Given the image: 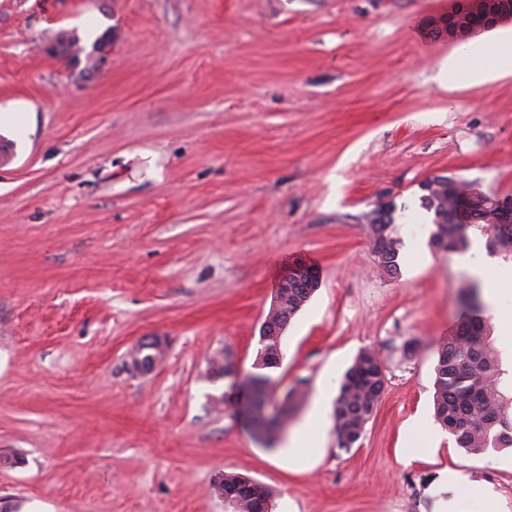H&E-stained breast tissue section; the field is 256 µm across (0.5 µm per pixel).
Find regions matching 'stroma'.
Segmentation results:
<instances>
[{
	"mask_svg": "<svg viewBox=\"0 0 512 512\" xmlns=\"http://www.w3.org/2000/svg\"><path fill=\"white\" fill-rule=\"evenodd\" d=\"M450 0H0V512H224L225 471L274 492L273 512H439L454 470L512 512V450L469 455L436 423V348L477 282L503 390L512 289L466 250L429 243L420 185L435 176L512 195V73L433 38ZM111 42L94 68L60 32ZM473 67L443 77L450 57ZM394 206L398 275L365 214ZM320 286L282 338L272 404L308 398L274 447L207 360L253 371L261 323L295 265ZM158 336L165 360L129 354ZM418 341L406 356L408 340ZM385 389L360 441L336 446L355 355ZM314 447L295 436L315 408ZM423 428H415L416 420Z\"/></svg>",
	"mask_w": 512,
	"mask_h": 512,
	"instance_id": "1",
	"label": "stroma"
}]
</instances>
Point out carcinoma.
<instances>
[{"label":"carcinoma","mask_w":512,"mask_h":512,"mask_svg":"<svg viewBox=\"0 0 512 512\" xmlns=\"http://www.w3.org/2000/svg\"><path fill=\"white\" fill-rule=\"evenodd\" d=\"M421 207L433 214L430 245L445 253L469 245L468 231L479 228L493 253L512 255V221L500 223V194L476 183L462 185L435 176L421 184ZM379 265L390 275L399 272L400 241L393 235L392 208L379 207L367 215ZM310 300L304 288L288 292V305L272 323L261 326L254 368L257 372L233 383L248 399L249 427L257 440L272 446L288 418L305 401L307 389L291 391L278 418L262 414L272 383L269 369L280 366L282 335L292 318ZM462 313L454 328L439 344L434 367V414L438 423L454 436L467 454H482L490 448H512V395L502 390V370L490 337L489 323L482 316L479 289L467 283L460 289ZM385 388V373L379 353L371 348L358 352L346 370L336 399L334 429L339 449L352 448L362 437ZM228 512H273L272 489L236 472L224 473Z\"/></svg>","instance_id":"carcinoma-1"}]
</instances>
